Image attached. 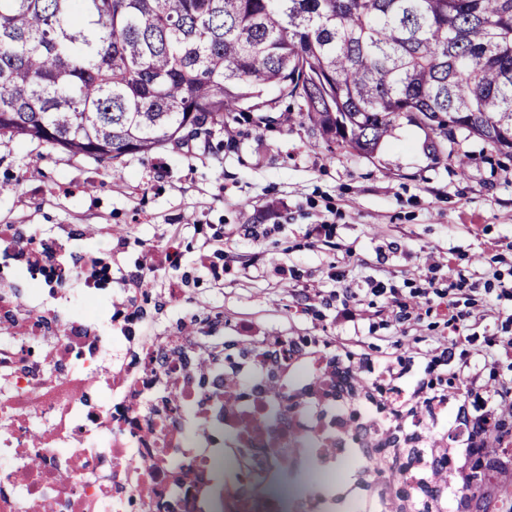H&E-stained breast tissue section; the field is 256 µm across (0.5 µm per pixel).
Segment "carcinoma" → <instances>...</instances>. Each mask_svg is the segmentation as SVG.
<instances>
[{
	"label": "carcinoma",
	"mask_w": 512,
	"mask_h": 512,
	"mask_svg": "<svg viewBox=\"0 0 512 512\" xmlns=\"http://www.w3.org/2000/svg\"><path fill=\"white\" fill-rule=\"evenodd\" d=\"M285 100L364 157L401 118L511 154L512 0H0V136L120 177Z\"/></svg>",
	"instance_id": "1"
}]
</instances>
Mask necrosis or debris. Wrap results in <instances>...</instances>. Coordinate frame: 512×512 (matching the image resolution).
Here are the masks:
<instances>
[{
    "instance_id": "4bbe7bcc",
    "label": "necrosis or debris",
    "mask_w": 512,
    "mask_h": 512,
    "mask_svg": "<svg viewBox=\"0 0 512 512\" xmlns=\"http://www.w3.org/2000/svg\"><path fill=\"white\" fill-rule=\"evenodd\" d=\"M76 282L52 278L27 313L0 293V512H297L298 499L273 492L295 448L332 458L301 468L335 487V422L311 425L297 406L240 436L223 389H199L195 346L172 338L184 364L167 391L144 370L153 338L113 333L95 278ZM59 301L84 304L83 317L59 313ZM196 410L199 429L184 423ZM226 473L235 481L224 486Z\"/></svg>"
}]
</instances>
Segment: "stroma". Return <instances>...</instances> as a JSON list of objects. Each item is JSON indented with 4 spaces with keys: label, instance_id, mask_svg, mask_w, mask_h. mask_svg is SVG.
I'll return each mask as SVG.
<instances>
[{
    "label": "stroma",
    "instance_id": "stroma-1",
    "mask_svg": "<svg viewBox=\"0 0 512 512\" xmlns=\"http://www.w3.org/2000/svg\"><path fill=\"white\" fill-rule=\"evenodd\" d=\"M429 129L398 120L366 158L329 152L304 125L229 122L209 140L108 164L45 144L0 137V224L65 241L73 256H111L120 320L146 308L153 335L221 318L218 344L236 342L240 321L259 335L327 342L332 352L378 362L411 356L427 378L432 349L450 336L448 316L411 307L396 324L390 289L450 292L472 338L465 374L479 392L512 389V155L459 138L435 159ZM176 244L179 265L128 294L127 274L147 252ZM386 294L376 296L372 283ZM355 289L356 321L336 319L339 291Z\"/></svg>",
    "mask_w": 512,
    "mask_h": 512
}]
</instances>
